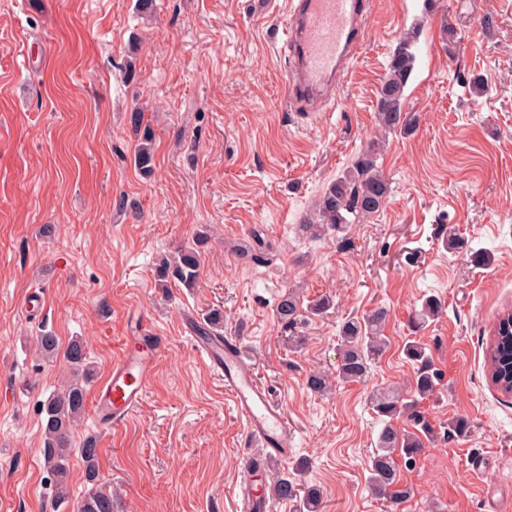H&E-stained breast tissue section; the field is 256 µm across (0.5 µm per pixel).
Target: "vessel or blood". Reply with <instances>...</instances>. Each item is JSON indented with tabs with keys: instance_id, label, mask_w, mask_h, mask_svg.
Masks as SVG:
<instances>
[{
	"instance_id": "1",
	"label": "vessel or blood",
	"mask_w": 512,
	"mask_h": 512,
	"mask_svg": "<svg viewBox=\"0 0 512 512\" xmlns=\"http://www.w3.org/2000/svg\"><path fill=\"white\" fill-rule=\"evenodd\" d=\"M286 13L288 96L315 112L321 100L339 85L359 50L370 18V3L287 0ZM184 327L198 352L223 378L225 390L262 455L287 457L293 435L279 404L255 383L242 347L227 346L222 334L202 330L195 317H185ZM166 342V337L142 324L128 325L118 359L94 390V412L101 427H119L139 407Z\"/></svg>"
}]
</instances>
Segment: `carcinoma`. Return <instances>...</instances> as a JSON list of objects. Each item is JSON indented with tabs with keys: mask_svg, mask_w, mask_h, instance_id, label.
Wrapping results in <instances>:
<instances>
[{
	"mask_svg": "<svg viewBox=\"0 0 512 512\" xmlns=\"http://www.w3.org/2000/svg\"><path fill=\"white\" fill-rule=\"evenodd\" d=\"M415 36L405 34L399 40L392 54L385 78L378 91L377 118L382 129L394 131L411 123L404 112L405 88L414 71L416 62ZM143 110L131 112L130 123L135 130H143L140 146L134 154V165L143 172L152 169V133L142 127ZM390 193V181L377 164V153L371 149L358 157L354 164L331 181L323 191L313 217L298 225V230L312 236H319L329 230L341 231L347 224H357L377 213ZM254 243L245 253L255 263L265 264L271 260V245L266 243L258 231L253 232ZM160 277L172 280L185 288L197 286L200 278V254L192 246L179 249L177 256L162 262ZM443 310L441 302L428 297L416 311L414 326L421 327L439 315ZM276 317L287 327L301 320L299 296L291 290L283 293L276 306ZM388 311L383 307L374 309L362 320H349L341 330L340 363L336 377L345 382H358L366 377L370 362L383 353L386 342L382 328ZM36 344L41 355L52 360L59 352V338L52 331H43L37 336ZM406 358L415 365L414 382L409 395L397 387L377 390L370 398L372 409L385 422L377 438L369 486L372 491L393 504L404 502L411 490L399 483L395 457L403 460L405 467L416 462L423 450L422 438L434 436L433 429L418 410L419 403L432 396L441 384L442 374L434 367L432 357L420 343L409 341L404 348ZM64 358L70 364L74 378L54 391L41 405L45 415L43 468L48 475L56 502L69 498L67 478L71 451L79 453L84 466L87 493L78 502L77 512H114L112 492L98 485L99 452L97 440L89 436L79 448L72 446L71 435L80 419L86 400L87 384L93 376V369L87 362L84 342L71 340ZM491 380L501 394H512L507 389L512 378V334L492 336L487 352ZM405 416L412 422L413 430L400 434L392 421ZM298 479L292 476H277L269 486V497L274 500H288L299 493ZM303 512H320L321 497L314 487H307L300 499Z\"/></svg>",
	"mask_w": 512,
	"mask_h": 512,
	"instance_id": "cac0c4a2",
	"label": "carcinoma"
}]
</instances>
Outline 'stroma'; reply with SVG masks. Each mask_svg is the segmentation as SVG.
I'll return each mask as SVG.
<instances>
[{
	"mask_svg": "<svg viewBox=\"0 0 512 512\" xmlns=\"http://www.w3.org/2000/svg\"><path fill=\"white\" fill-rule=\"evenodd\" d=\"M286 22L268 0H153L147 14L137 0H0V512H73L87 490L75 454L69 503L45 479L40 404L72 370L41 358L36 336L82 339L99 380L138 314L167 338L144 402L108 431L86 405L74 440L96 437L115 512H237L247 425L182 325L184 313L214 310L294 434L272 472L306 459L321 512H388L368 486L382 428L370 396L409 387L412 338L443 378L421 404L435 435L398 470L411 496L397 512L512 503V398L485 366L492 325L512 307V0H372L362 49L322 112L287 100ZM411 30L413 122L382 136L379 86ZM474 73L479 97L462 82ZM138 104L152 131L147 174L133 162ZM372 146L391 182L380 211L340 237L299 234L324 188ZM451 226L463 248H447ZM202 230L197 287L160 285V259ZM256 230L271 265L242 254ZM477 249L488 266L476 267ZM288 289L331 306L284 329L274 306ZM33 290L48 307L30 316ZM429 296L444 312L412 330ZM380 306L387 348L366 378L311 391L310 375L336 372L343 323ZM454 417L468 420L467 437H447Z\"/></svg>",
	"mask_w": 512,
	"mask_h": 512,
	"instance_id": "stroma-1",
	"label": "stroma"
}]
</instances>
